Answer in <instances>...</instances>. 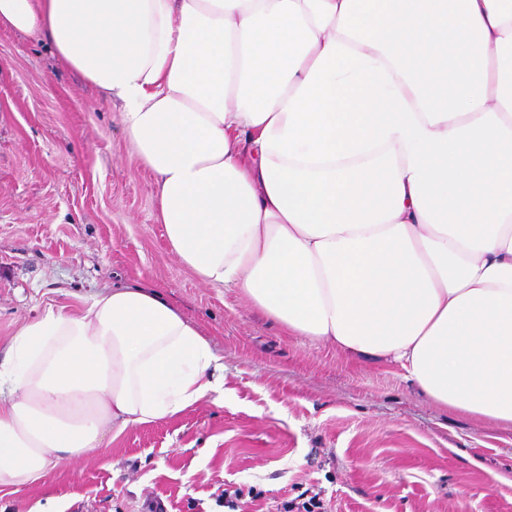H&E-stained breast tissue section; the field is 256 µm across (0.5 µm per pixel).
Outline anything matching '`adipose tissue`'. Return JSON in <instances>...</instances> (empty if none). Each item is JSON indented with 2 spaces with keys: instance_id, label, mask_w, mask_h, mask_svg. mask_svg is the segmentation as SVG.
<instances>
[{
  "instance_id": "obj_1",
  "label": "adipose tissue",
  "mask_w": 512,
  "mask_h": 512,
  "mask_svg": "<svg viewBox=\"0 0 512 512\" xmlns=\"http://www.w3.org/2000/svg\"><path fill=\"white\" fill-rule=\"evenodd\" d=\"M119 101L172 251L289 334L512 424V0H0ZM140 286L47 307L0 360V490L224 398Z\"/></svg>"
}]
</instances>
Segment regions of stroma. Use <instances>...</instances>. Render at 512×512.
Wrapping results in <instances>:
<instances>
[{"label": "stroma", "mask_w": 512, "mask_h": 512, "mask_svg": "<svg viewBox=\"0 0 512 512\" xmlns=\"http://www.w3.org/2000/svg\"><path fill=\"white\" fill-rule=\"evenodd\" d=\"M155 290L209 340L224 401L127 427L0 512H268L310 490L327 512H512V426L423 396L398 366L289 335L239 291L199 282L171 250L154 179L118 102L65 67L46 37L0 30V349L47 306Z\"/></svg>", "instance_id": "35a3bbf8"}]
</instances>
